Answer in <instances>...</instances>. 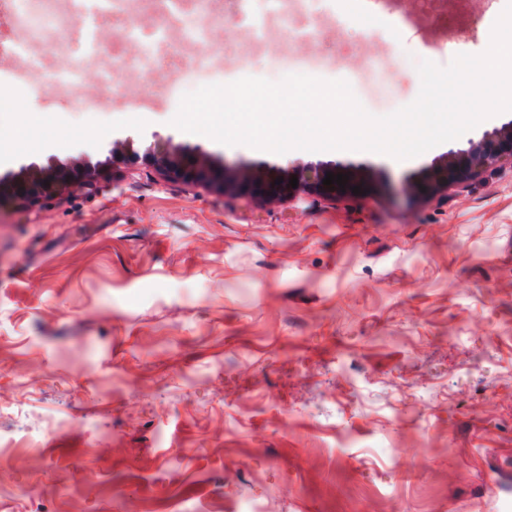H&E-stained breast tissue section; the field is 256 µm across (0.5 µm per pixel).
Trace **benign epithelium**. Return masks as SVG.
Listing matches in <instances>:
<instances>
[{
    "instance_id": "7a95c632",
    "label": "benign epithelium",
    "mask_w": 512,
    "mask_h": 512,
    "mask_svg": "<svg viewBox=\"0 0 512 512\" xmlns=\"http://www.w3.org/2000/svg\"><path fill=\"white\" fill-rule=\"evenodd\" d=\"M420 15L442 27L447 23L448 0H417ZM103 161H92L82 154L71 161L49 158L31 162L18 172L0 179V204L11 202L17 206H32L73 190L91 193L99 183L113 180L126 173L133 164L152 169L162 179L190 187H202L210 192L239 201L245 205L278 204L301 193L314 194L323 199L352 195V188H361V194L371 197L380 187L363 172V165L343 159H317L287 168L277 165L242 164L217 160L200 146L177 142L171 136L157 132L144 148L134 147L130 138L117 139ZM512 163V121L486 130L479 139H471L467 146H451L426 166L422 181L411 186V191H425L440 195L450 184H465L492 175L503 162ZM349 176L347 184H323L327 173ZM298 179L292 187L290 180Z\"/></svg>"
}]
</instances>
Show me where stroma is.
<instances>
[{
  "label": "stroma",
  "mask_w": 512,
  "mask_h": 512,
  "mask_svg": "<svg viewBox=\"0 0 512 512\" xmlns=\"http://www.w3.org/2000/svg\"><path fill=\"white\" fill-rule=\"evenodd\" d=\"M506 0H474L465 53H483ZM324 29L338 71L399 64L365 110L419 94L420 61L442 41ZM103 47L80 85L48 77L72 55L39 46L0 65V137L34 125L22 163L154 132L228 162L314 159L226 146L174 130L181 97L223 71L150 60L127 26L98 22ZM150 63L113 97V59ZM152 106H133L144 97ZM404 161L366 152L381 195L240 206L128 174L92 195L0 206V512H512V166L411 197L445 152Z\"/></svg>",
  "instance_id": "obj_1"
}]
</instances>
